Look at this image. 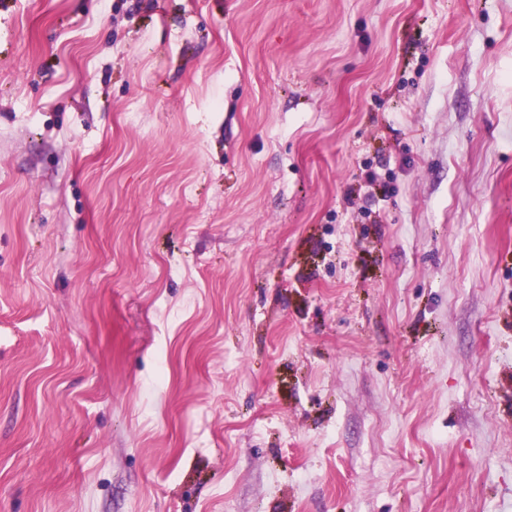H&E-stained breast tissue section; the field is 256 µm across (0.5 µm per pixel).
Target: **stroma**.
<instances>
[{
	"instance_id": "1",
	"label": "stroma",
	"mask_w": 512,
	"mask_h": 512,
	"mask_svg": "<svg viewBox=\"0 0 512 512\" xmlns=\"http://www.w3.org/2000/svg\"><path fill=\"white\" fill-rule=\"evenodd\" d=\"M0 512H512V0H0Z\"/></svg>"
}]
</instances>
